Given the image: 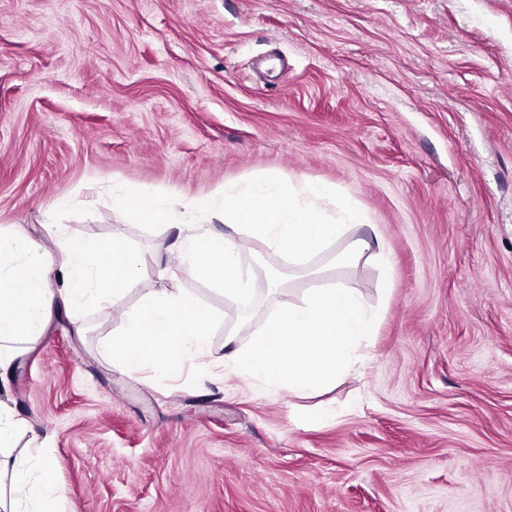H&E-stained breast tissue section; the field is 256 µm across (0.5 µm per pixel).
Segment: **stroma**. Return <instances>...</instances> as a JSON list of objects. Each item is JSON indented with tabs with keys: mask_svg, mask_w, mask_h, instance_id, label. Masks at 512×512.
I'll use <instances>...</instances> for the list:
<instances>
[{
	"mask_svg": "<svg viewBox=\"0 0 512 512\" xmlns=\"http://www.w3.org/2000/svg\"><path fill=\"white\" fill-rule=\"evenodd\" d=\"M333 188L395 259L346 241L292 263L247 224H141L266 171ZM237 242L248 302L191 268ZM120 240L134 288L63 303L0 369L64 512H512V0H0V239ZM340 285L380 314L364 365L318 391L229 365L280 303ZM212 313L205 359L129 373L103 348L146 295ZM331 412L322 426L318 412ZM112 208L131 214L142 224H169L174 219L172 202L141 187L112 190ZM376 245L377 252H372V243L366 238L357 237L352 239L346 249L336 257V264L340 266H354L369 253V256L374 257L378 261L383 276L387 280L391 276L393 258L378 241H376Z\"/></svg>",
	"mask_w": 512,
	"mask_h": 512,
	"instance_id": "1",
	"label": "stroma"
}]
</instances>
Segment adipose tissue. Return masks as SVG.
<instances>
[{
  "mask_svg": "<svg viewBox=\"0 0 512 512\" xmlns=\"http://www.w3.org/2000/svg\"><path fill=\"white\" fill-rule=\"evenodd\" d=\"M329 195L325 187L295 186L279 173L268 172L244 186L228 187L199 204L186 205L185 213L190 216L201 209L227 224L250 225L255 234L299 260L344 239L348 245L337 256L338 265H356L370 253L383 275H390L393 258L385 248H373L363 237H346L350 227L365 224L364 214L350 207L341 219L329 217L323 207ZM111 203L113 209L129 213L143 224H167L174 218L168 198L141 187L114 190ZM183 249L188 260L198 262L203 276L223 286L225 294L247 296L239 247L233 240L203 231L188 238ZM10 250V256L0 255V365L12 359L13 342L37 335L53 307L50 270L40 248L18 238ZM67 253L61 274L70 313H78L89 297L106 302L122 295L139 277L135 255L118 243L105 241L91 247L73 240ZM208 334L204 306L193 296L167 292L145 298L129 314L123 334L110 339L106 347L130 372H139L148 362L167 370L188 354L204 356ZM15 427L7 408L0 406V475L10 477L8 487H0V512H61L64 491L45 456L38 452L18 458L9 453Z\"/></svg>",
  "mask_w": 512,
  "mask_h": 512,
  "instance_id": "1",
  "label": "adipose tissue"
}]
</instances>
